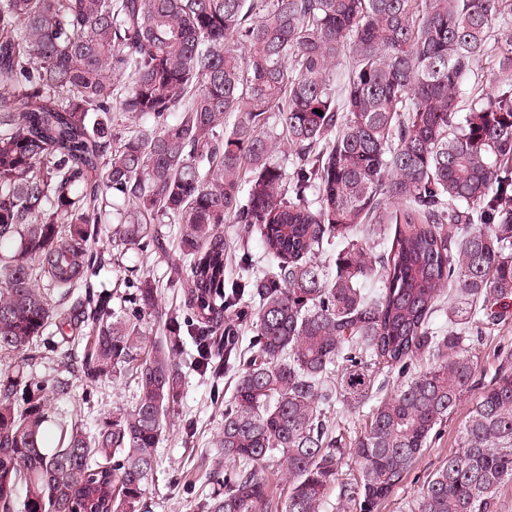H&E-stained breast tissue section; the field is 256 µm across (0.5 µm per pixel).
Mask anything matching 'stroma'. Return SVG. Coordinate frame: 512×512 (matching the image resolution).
<instances>
[{
	"label": "stroma",
	"mask_w": 512,
	"mask_h": 512,
	"mask_svg": "<svg viewBox=\"0 0 512 512\" xmlns=\"http://www.w3.org/2000/svg\"><path fill=\"white\" fill-rule=\"evenodd\" d=\"M157 230L162 236V249L145 252L139 246H127L118 264L106 266L95 277L97 288L111 292L114 310L131 309L135 290L126 283L131 273L138 280L158 286L162 307L170 310L179 306L182 292L178 280L182 269L178 265L175 227L161 224ZM180 348L181 394L167 411V427L140 512H207L211 498L223 490V465L216 452L217 440L224 427V406L232 398L238 373L228 370L216 375L198 371L194 366L196 345L191 330H182ZM465 348L478 358L469 391L457 410L442 423L399 488L376 512H412L423 484L450 454L457 452L459 430L473 402L500 370H512V314L504 321L483 324L481 333L471 334ZM70 382L69 395L52 404L51 417L55 421L65 422L78 415L93 430L113 411L132 408L135 403L136 380L124 370L93 385L75 376Z\"/></svg>",
	"instance_id": "stroma-1"
}]
</instances>
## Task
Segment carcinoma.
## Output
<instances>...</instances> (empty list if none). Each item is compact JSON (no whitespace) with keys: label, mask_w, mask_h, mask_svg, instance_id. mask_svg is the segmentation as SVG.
Here are the masks:
<instances>
[{"label":"carcinoma","mask_w":512,"mask_h":512,"mask_svg":"<svg viewBox=\"0 0 512 512\" xmlns=\"http://www.w3.org/2000/svg\"><path fill=\"white\" fill-rule=\"evenodd\" d=\"M486 57L512 76V0H0V244L16 242L0 256V512L19 498L23 512H138L186 322L200 370L241 365L210 512H256L268 462L283 512H323L345 455L328 409L366 405L395 374L341 494L342 512H375L469 390L470 329L512 304V87L463 91ZM116 112L155 127L118 138ZM163 218L183 304L159 308L145 281L118 314L95 291L112 261L97 244L146 251ZM336 241L330 270L319 258ZM147 316L167 345L148 343ZM56 335L85 342L80 378L127 366L138 393L93 433L59 425L47 448L51 398L71 383L48 390L26 367ZM425 351L439 360L410 374ZM459 445L414 512H491L512 481L511 372L477 397Z\"/></svg>","instance_id":"carcinoma-1"}]
</instances>
